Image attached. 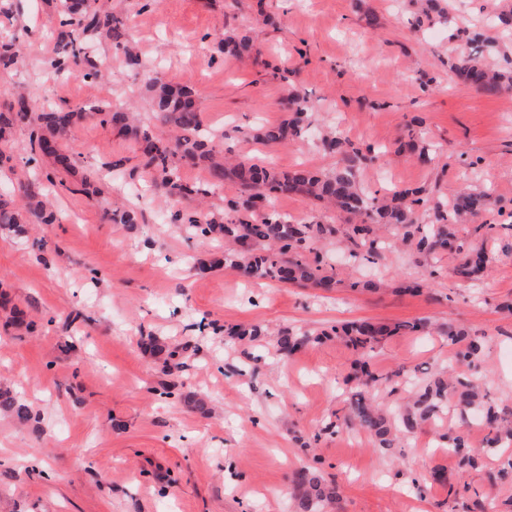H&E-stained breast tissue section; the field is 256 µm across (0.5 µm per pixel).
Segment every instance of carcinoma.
<instances>
[{
  "label": "carcinoma",
  "instance_id": "carcinoma-1",
  "mask_svg": "<svg viewBox=\"0 0 512 512\" xmlns=\"http://www.w3.org/2000/svg\"><path fill=\"white\" fill-rule=\"evenodd\" d=\"M418 22L434 25L451 23V0H416ZM485 25L473 29L461 28L459 33L464 45L448 62L452 71L464 84L486 96L512 93V68L497 69L485 64V56L512 40V3L509 0H491ZM56 53L54 66L59 71L76 68L91 80L104 74V63L88 52L93 42L100 38L112 39L121 51L125 71L144 75L151 91L152 112L160 123L174 133V139L156 135L136 122L133 113L124 108H114L110 103L87 105L71 111H36L33 101L15 96L0 111V141L9 139L12 131L20 126L29 130L28 148L53 160L54 171L72 173L76 160L67 147V136L72 125L78 122L109 123L119 133L134 140L145 168L160 177L158 187L168 202L177 206L174 220L183 224L185 231L205 242L214 237L224 238V261L241 269L248 276L272 279L283 284H311L321 288L332 286L333 271L311 260L306 255L315 240L336 236L340 229L334 224L311 222L300 224L268 212L258 220H251L263 201L270 194H305L317 201L327 202L346 214L356 223L349 225L345 235L356 245L366 248L367 260L373 256L380 237V227L401 231V242L419 257L433 260L438 254L454 250L462 254L451 274L459 280L478 278L490 262L482 249H467L455 238L451 224H470L469 234L484 237L496 225L489 224L485 216L493 207V197L485 189L465 187L454 192L450 201L438 200L430 207L426 192L420 188H403L370 197L360 187L356 166L365 159L362 150L347 140L325 135L324 151L336 156V167L330 173L302 166L281 173L265 163L238 160L229 163L224 149L217 143L219 136L203 129L200 117V93L186 85H174L154 69L148 68L136 48L124 40L121 21L112 11L99 5L98 0H52ZM253 47L252 29L243 21L220 39L216 52L230 57H242ZM21 56L20 44L6 29L0 31V71L13 69ZM288 102L293 117L277 126H260L252 138L266 145H278L311 135L310 114L316 104L298 89L289 91ZM399 151L416 156L423 164H430L442 155L439 148L426 142L414 130H407L406 141ZM184 161L199 164L209 174L204 185L189 184L181 177ZM236 180V197L231 200V210L244 212L247 217L238 221L224 219V211L213 209L198 213L182 208L189 198L204 197L210 190L224 187V180ZM16 191L22 204L0 193V229L18 233L27 232L29 224H53L57 214L46 203L39 184L18 180ZM102 195L100 203L104 215L120 224L138 223L134 208L123 211L112 209L111 197ZM426 322H403L389 327L379 322L362 320L336 326L328 332L351 345L357 352H370L380 340L389 335L423 332ZM448 342L459 347L458 356L468 365L478 366L483 361L485 341L463 329L448 326ZM312 340L307 334L298 335L291 330L281 332L275 342L276 352L288 356L303 343ZM353 380L356 391L348 412L341 423L369 433L381 448L394 447L400 434L410 435L418 428L439 421L448 412V404L455 402L465 410L482 411L488 429L485 447L498 448L505 441L512 442V413L504 417L497 407L487 401L485 387L492 380L486 369L474 380L448 382L438 373L418 384V389L405 406L391 409L373 394L379 378L361 364ZM0 412L13 416L18 422L31 419L30 408L7 389H0ZM448 452L457 459L461 474L466 475L480 466L482 453L471 447L464 432L444 434ZM294 495L292 512H318V507L336 501V484L328 483L307 468L293 475Z\"/></svg>",
  "mask_w": 512,
  "mask_h": 512
}]
</instances>
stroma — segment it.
I'll return each mask as SVG.
<instances>
[{
    "label": "stroma",
    "instance_id": "35a3bbf8",
    "mask_svg": "<svg viewBox=\"0 0 512 512\" xmlns=\"http://www.w3.org/2000/svg\"><path fill=\"white\" fill-rule=\"evenodd\" d=\"M120 18L146 62L165 79L201 93L205 128L240 158L286 171L335 164L317 137L268 146L248 137L257 123L288 120L287 87L316 103L317 129L336 128L373 147L357 180L369 193L420 186L450 198L460 185L491 188L497 229L484 247L492 261L477 285L450 277L459 257L433 266L394 242L370 262H355L347 241L314 244L336 272L331 290L252 280L216 265L218 242L200 244L169 222L161 191L137 202L124 186L150 177L136 144L98 122L74 126L75 175L58 188L59 220L28 237L0 231V387L30 407L27 423L0 416V512H291L292 475L313 466L335 482L333 512H512V485L492 483L495 453L460 476L442 434L465 430L481 447V418L449 410L444 422L378 448L363 431L326 428L343 414L356 357L327 338L282 358L276 334L313 332L358 319L394 324L427 319L426 335L384 339L367 361L373 373L418 376L472 371L454 356L448 326L485 337L493 373L489 400L512 409V95L476 94L448 73L458 42L446 25L412 33L411 0H100ZM22 45L17 66L0 74V106L22 94L57 108L111 95L134 106L160 131L144 76L127 74L109 39L95 43L107 76L91 82L50 65L44 36L47 0H0ZM375 25H368V18ZM257 26L258 54L237 60L209 49L234 19ZM435 80L423 87L422 76ZM420 119L425 139L445 155L421 164L399 150L406 126ZM120 163L113 207H138L139 224L108 222L97 200L80 192L82 174ZM273 209L295 221L340 224L344 218L301 194L277 196ZM45 240L38 250L36 240ZM377 279L374 291L355 288ZM413 281L418 293L405 292ZM258 326L249 343L232 328ZM182 347V369L168 371L149 337ZM173 396H164L165 387ZM203 400L197 409L195 400ZM441 470L446 482L433 481Z\"/></svg>",
    "mask_w": 512,
    "mask_h": 512
}]
</instances>
